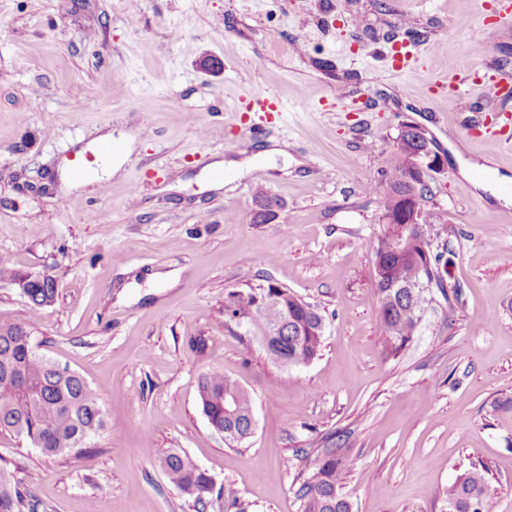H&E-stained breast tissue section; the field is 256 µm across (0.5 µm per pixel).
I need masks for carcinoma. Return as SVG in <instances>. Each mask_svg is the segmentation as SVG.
Returning <instances> with one entry per match:
<instances>
[{
  "mask_svg": "<svg viewBox=\"0 0 512 512\" xmlns=\"http://www.w3.org/2000/svg\"><path fill=\"white\" fill-rule=\"evenodd\" d=\"M416 187L420 197L430 194L429 185L412 179V153L407 147L392 151L385 167L383 214L396 217L404 197ZM426 223L388 224L374 247L377 271L378 318L391 350L398 352L419 331L422 317L432 304L430 289L443 297L459 285L450 281L452 251L432 250L422 235ZM422 288H403L412 276ZM0 281L19 282L22 297L35 308L54 304L57 288L49 277L24 274L8 260L0 259ZM225 312L260 335L275 334L274 360L288 366L308 364L320 353L323 317L291 292L272 286L229 293ZM202 413L214 429L228 432L230 443L248 439L252 416L250 397L237 382L220 370L202 374L198 381ZM100 397L79 374L61 368L34 347L32 332L21 320L0 324V429H8L29 441L48 457L68 456L87 448L88 440L104 428ZM160 466L170 484L205 505L213 490L212 478L186 455L168 452ZM347 449L322 450L313 472L298 488L300 512H352L342 490L348 469ZM486 467H473L448 487V512H489ZM0 512H35L4 468L0 467Z\"/></svg>",
  "mask_w": 512,
  "mask_h": 512,
  "instance_id": "carcinoma-1",
  "label": "carcinoma"
}]
</instances>
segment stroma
I'll return each instance as SVG.
<instances>
[{
  "label": "stroma",
  "instance_id": "35a3bbf8",
  "mask_svg": "<svg viewBox=\"0 0 512 512\" xmlns=\"http://www.w3.org/2000/svg\"><path fill=\"white\" fill-rule=\"evenodd\" d=\"M484 9L499 7L0 0V257L58 292L33 309L0 281V323L25 320L40 354L98 389L106 420L63 458L0 430V465L38 512H197L159 465L172 450L233 488L243 512H300L299 474L335 445L349 451L353 512H448L449 486L481 465L490 512H512V418L492 409L512 401V206L476 189L450 152L512 176V149L464 140L479 113L449 109L430 81L469 66L512 79V15L489 44L473 36ZM403 33L420 43L416 79H373L380 48ZM243 85L282 100L287 125L263 123L246 141L261 121L242 111ZM365 95L367 111L348 110ZM407 124L442 161L426 176V235L450 241L460 290L394 357L374 245L382 161ZM105 133L133 144L118 173L65 187L70 156L96 152ZM277 143L288 159L272 167L262 154ZM228 159L242 168L210 188V164ZM267 195L275 215L256 222ZM166 270L177 285L146 282ZM270 283L324 318L310 364L274 362L224 314L228 292ZM211 369L250 396L256 427L241 444H225L199 407Z\"/></svg>",
  "mask_w": 512,
  "mask_h": 512
}]
</instances>
